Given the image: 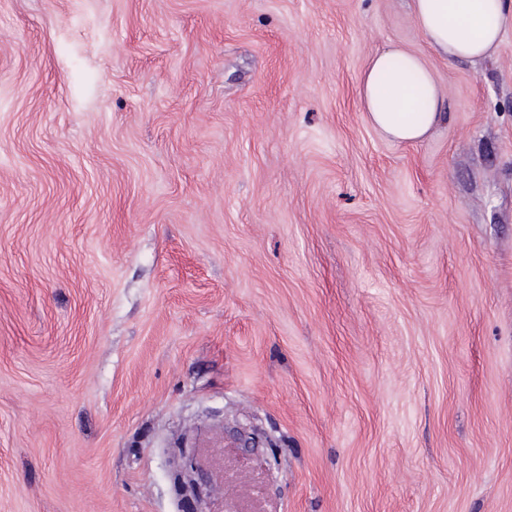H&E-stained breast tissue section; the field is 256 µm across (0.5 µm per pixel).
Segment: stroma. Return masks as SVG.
I'll list each match as a JSON object with an SVG mask.
<instances>
[{"label": "stroma", "mask_w": 512, "mask_h": 512, "mask_svg": "<svg viewBox=\"0 0 512 512\" xmlns=\"http://www.w3.org/2000/svg\"><path fill=\"white\" fill-rule=\"evenodd\" d=\"M410 2L0 0V512H224L247 424L263 512H512V30ZM427 44L453 60L492 56L512 30L511 0H412ZM367 119L385 137L415 144L446 119V92L420 55L400 48L375 53L359 78Z\"/></svg>", "instance_id": "1"}]
</instances>
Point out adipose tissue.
I'll list each match as a JSON object with an SVG mask.
<instances>
[{
	"label": "adipose tissue",
	"instance_id": "adipose-tissue-1",
	"mask_svg": "<svg viewBox=\"0 0 512 512\" xmlns=\"http://www.w3.org/2000/svg\"><path fill=\"white\" fill-rule=\"evenodd\" d=\"M427 44L453 60L492 56L512 30V0H412ZM367 119L385 137L421 141L446 119V93L420 55L390 48L375 53L359 78Z\"/></svg>",
	"mask_w": 512,
	"mask_h": 512
}]
</instances>
